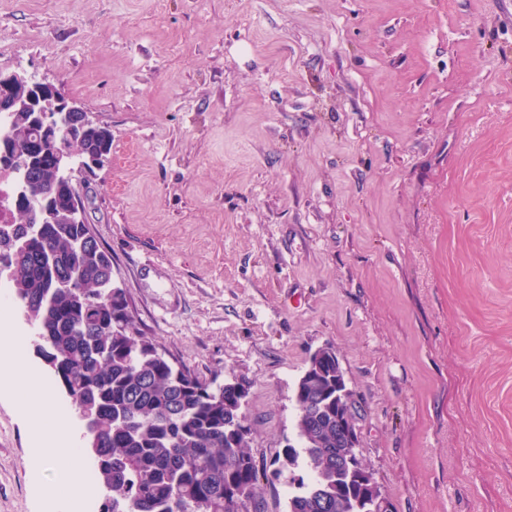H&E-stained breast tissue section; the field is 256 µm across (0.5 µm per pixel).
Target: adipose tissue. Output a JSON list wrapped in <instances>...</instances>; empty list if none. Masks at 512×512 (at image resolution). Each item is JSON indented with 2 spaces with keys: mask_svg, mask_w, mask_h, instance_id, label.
<instances>
[{
  "mask_svg": "<svg viewBox=\"0 0 512 512\" xmlns=\"http://www.w3.org/2000/svg\"><path fill=\"white\" fill-rule=\"evenodd\" d=\"M0 393L19 400L32 442L33 467L60 471L56 489L40 494L42 512H85L96 485L81 454L79 433L46 376L32 367L25 330L6 315L0 316Z\"/></svg>",
  "mask_w": 512,
  "mask_h": 512,
  "instance_id": "obj_1",
  "label": "adipose tissue"
}]
</instances>
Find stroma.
I'll return each mask as SVG.
<instances>
[{
	"mask_svg": "<svg viewBox=\"0 0 512 512\" xmlns=\"http://www.w3.org/2000/svg\"><path fill=\"white\" fill-rule=\"evenodd\" d=\"M0 69L111 130L87 222L258 466L329 347L392 512H512V0H0ZM30 448L0 395V512Z\"/></svg>",
	"mask_w": 512,
	"mask_h": 512,
	"instance_id": "stroma-1",
	"label": "stroma"
}]
</instances>
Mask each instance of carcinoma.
Returning a JSON list of instances; mask_svg holds the SVG:
<instances>
[{"label": "carcinoma", "instance_id": "1", "mask_svg": "<svg viewBox=\"0 0 512 512\" xmlns=\"http://www.w3.org/2000/svg\"><path fill=\"white\" fill-rule=\"evenodd\" d=\"M0 149L15 162L8 224H0V274L42 341L39 352L84 421L87 453L106 491L100 512H246L242 497L261 493L249 451L246 419L234 385L212 388L171 362L136 327L124 289L112 280V255L87 225L66 224L74 203L71 176L52 164L54 135L33 113L7 112ZM73 163L111 150L112 133L99 124L69 120ZM336 359L311 363L295 389L299 446L283 459L302 465L287 512H372L376 480L343 469L346 446L336 417L351 409L353 394L336 396Z\"/></svg>", "mask_w": 512, "mask_h": 512}]
</instances>
